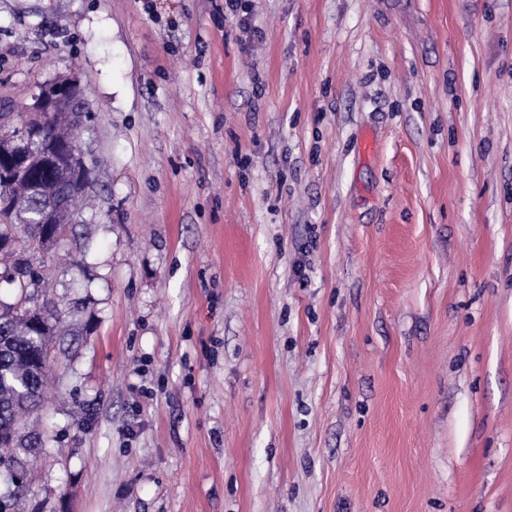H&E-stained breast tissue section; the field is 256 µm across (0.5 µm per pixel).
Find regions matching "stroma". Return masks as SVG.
<instances>
[{"mask_svg":"<svg viewBox=\"0 0 512 512\" xmlns=\"http://www.w3.org/2000/svg\"><path fill=\"white\" fill-rule=\"evenodd\" d=\"M0 0L94 223L22 512H512V0Z\"/></svg>","mask_w":512,"mask_h":512,"instance_id":"35a3bbf8","label":"stroma"}]
</instances>
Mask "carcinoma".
Here are the masks:
<instances>
[{"label":"carcinoma","mask_w":512,"mask_h":512,"mask_svg":"<svg viewBox=\"0 0 512 512\" xmlns=\"http://www.w3.org/2000/svg\"><path fill=\"white\" fill-rule=\"evenodd\" d=\"M84 109L62 103L51 113L44 136L25 140L6 137L14 126L10 113H0V150L23 154L24 170L8 188L10 205L0 210V253L13 257L0 274L15 277L16 297L39 291L41 275L33 261L56 242L55 232L70 222L69 210L96 217L80 201L93 184L94 164L76 180L77 162L66 149L78 139ZM67 331L58 312L28 310L0 303V465L27 463L38 441L24 434L27 417L43 404L44 382L51 365L43 351Z\"/></svg>","instance_id":"obj_1"}]
</instances>
